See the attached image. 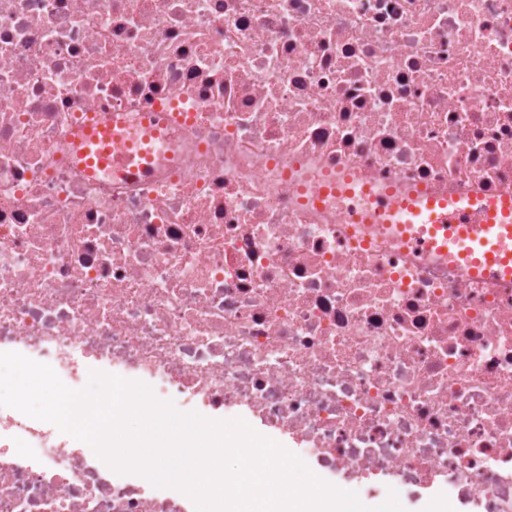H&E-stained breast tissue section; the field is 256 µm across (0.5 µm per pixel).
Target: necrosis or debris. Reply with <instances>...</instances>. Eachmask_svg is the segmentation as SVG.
<instances>
[{"mask_svg":"<svg viewBox=\"0 0 512 512\" xmlns=\"http://www.w3.org/2000/svg\"><path fill=\"white\" fill-rule=\"evenodd\" d=\"M164 115L145 178L88 123ZM512 197V0H0V352L287 435L322 480L512 512V279L327 182ZM0 512H194L0 407Z\"/></svg>","mask_w":512,"mask_h":512,"instance_id":"necrosis-or-debris-1","label":"necrosis or debris"}]
</instances>
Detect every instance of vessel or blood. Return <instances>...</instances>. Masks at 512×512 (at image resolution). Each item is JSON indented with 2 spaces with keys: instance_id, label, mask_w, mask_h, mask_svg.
I'll use <instances>...</instances> for the list:
<instances>
[{
  "instance_id": "1",
  "label": "vessel or blood",
  "mask_w": 512,
  "mask_h": 512,
  "mask_svg": "<svg viewBox=\"0 0 512 512\" xmlns=\"http://www.w3.org/2000/svg\"><path fill=\"white\" fill-rule=\"evenodd\" d=\"M83 142L88 147L102 142L126 156L129 175L148 173L142 154L132 152L120 124L89 128ZM375 221L422 252L462 260L473 274L512 278L510 197L442 201L415 196L395 206L381 204Z\"/></svg>"
}]
</instances>
